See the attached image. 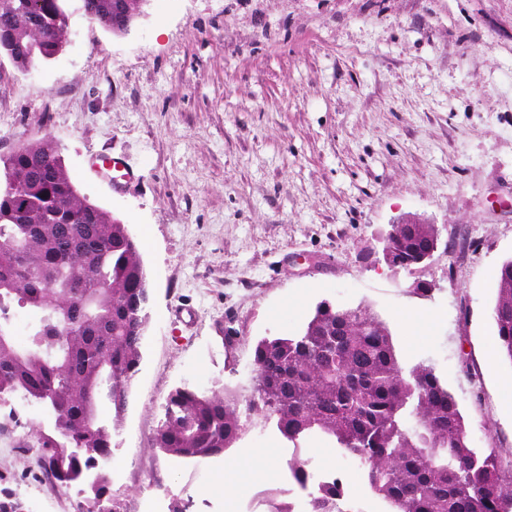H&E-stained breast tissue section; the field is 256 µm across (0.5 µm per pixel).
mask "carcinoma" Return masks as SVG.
Instances as JSON below:
<instances>
[{
    "mask_svg": "<svg viewBox=\"0 0 512 512\" xmlns=\"http://www.w3.org/2000/svg\"><path fill=\"white\" fill-rule=\"evenodd\" d=\"M70 0H0V56L20 70L69 39ZM90 20L124 33L146 0H79ZM434 244L409 226L383 252L410 270ZM497 358L512 365V258L495 272ZM151 289L127 225L82 195L49 136L0 157V401L21 396L52 425L31 424L33 462L54 483L85 484L75 512L117 499L108 460L142 361ZM31 316L15 340L17 310ZM252 393L183 385L166 396L152 449L218 458L252 420L293 448H338L360 461L364 488L387 512H512V452L478 448L457 397L430 366L402 364L385 321L365 305L324 299L289 336L254 345ZM340 485H319L309 512H338ZM0 512H28L0 488Z\"/></svg>",
    "mask_w": 512,
    "mask_h": 512,
    "instance_id": "obj_1",
    "label": "carcinoma"
}]
</instances>
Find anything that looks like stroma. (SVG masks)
I'll list each match as a JSON object with an SVG mask.
<instances>
[{
  "instance_id": "obj_1",
  "label": "stroma",
  "mask_w": 512,
  "mask_h": 512,
  "mask_svg": "<svg viewBox=\"0 0 512 512\" xmlns=\"http://www.w3.org/2000/svg\"><path fill=\"white\" fill-rule=\"evenodd\" d=\"M69 31L33 69L0 57V157L50 136L141 245L152 298L112 472L127 507L153 488L160 512H236L211 490L223 459L152 450L166 396L217 381L249 395L255 342L323 299L368 305L405 365L447 383L478 446L512 448V365L486 358L512 258V0H148L122 35L71 0ZM95 153L138 180L110 187ZM409 215L439 230L416 275L377 260ZM10 407L0 488L74 512L73 491L45 493L29 468L41 411Z\"/></svg>"
}]
</instances>
